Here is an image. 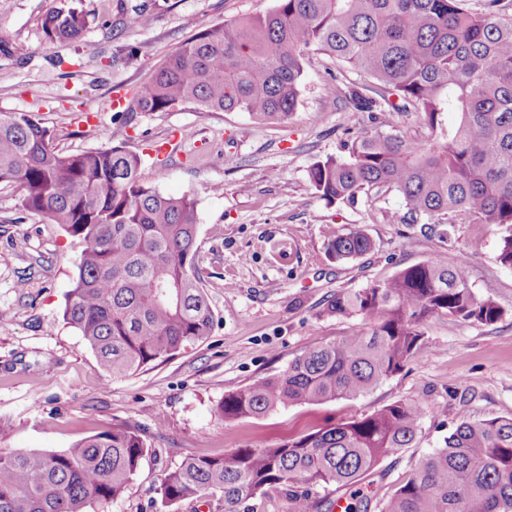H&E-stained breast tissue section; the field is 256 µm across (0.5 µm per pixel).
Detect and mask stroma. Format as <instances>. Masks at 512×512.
<instances>
[{"label": "stroma", "instance_id": "35a3bbf8", "mask_svg": "<svg viewBox=\"0 0 512 512\" xmlns=\"http://www.w3.org/2000/svg\"><path fill=\"white\" fill-rule=\"evenodd\" d=\"M150 26L131 19L132 0H0V112H31L55 147L77 153L123 145L142 158V176L163 194H191L199 230L195 264L216 322L206 342L129 377L109 378L91 349L65 324L67 292L82 243L63 226L24 212L20 192L0 182V450L62 449L112 426L135 428L149 446L117 501L95 512H209L189 497L169 506L164 474L184 459L276 445L301 432L372 413L402 399L427 415L414 447L385 459L348 489L380 512L382 498L441 447L460 417L512 416V269L498 259L499 238L486 225L402 224L393 192L330 204L308 172L329 155H346L360 128L347 118L343 91L370 77L320 53L309 54L297 108L288 123L244 112L192 106L137 112L124 122L113 100L129 104L182 42L277 0H148ZM65 8L88 25L75 41L49 42L42 22ZM133 46L131 64L113 62ZM176 136L167 155L153 147ZM359 229L367 254L339 263L326 247ZM467 267L475 292L492 297L502 317L490 325L442 315L423 323L418 357L365 397L298 404L257 418L227 420L225 393L278 374L307 348L335 341L359 318L324 314L337 292L366 288L399 269L435 257Z\"/></svg>", "mask_w": 512, "mask_h": 512}]
</instances>
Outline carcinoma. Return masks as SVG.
<instances>
[{"instance_id": "obj_1", "label": "carcinoma", "mask_w": 512, "mask_h": 512, "mask_svg": "<svg viewBox=\"0 0 512 512\" xmlns=\"http://www.w3.org/2000/svg\"><path fill=\"white\" fill-rule=\"evenodd\" d=\"M86 15L60 9L46 38L76 40ZM324 52L373 78L352 85L355 120L383 112L421 113L429 136L356 135L345 157L309 170L329 203L369 191L402 199L401 224H470L500 231L499 262L512 268V4L506 0H278L266 13L210 27L184 42L140 87L130 112L192 105L286 122L295 111L304 61ZM458 122L445 124V114ZM13 182L21 207L61 224L83 244L64 320L110 377L129 376L204 343L215 313L196 272L197 203L144 182L139 155L122 146L66 154L29 112H0V182ZM372 248L363 231L327 245L344 262ZM328 315L363 327L310 347L278 374L224 395L226 420L255 418L294 404L357 400L401 371L421 349L434 315L489 325L502 316L475 293L467 268L437 257L404 267L367 288L336 294ZM423 403L399 400L369 415L295 436L278 446L236 448L188 458L164 474L176 504L197 496L215 512H254L272 490L289 512H331L318 490L340 492L414 446ZM149 447L130 427H112L61 450L0 451V512H90L120 498ZM381 512H512V416L461 417Z\"/></svg>"}]
</instances>
